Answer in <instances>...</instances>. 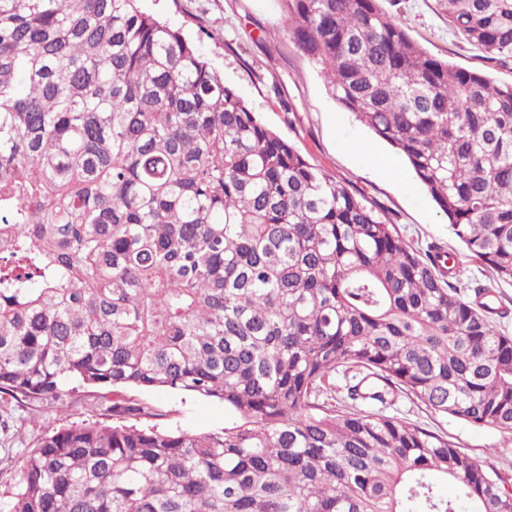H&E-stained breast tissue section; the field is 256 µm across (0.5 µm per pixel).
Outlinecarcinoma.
<instances>
[{
    "instance_id": "obj_1",
    "label": "carcinoma",
    "mask_w": 512,
    "mask_h": 512,
    "mask_svg": "<svg viewBox=\"0 0 512 512\" xmlns=\"http://www.w3.org/2000/svg\"><path fill=\"white\" fill-rule=\"evenodd\" d=\"M332 96L512 284V82L416 42L378 0H280ZM488 62L512 0H446ZM265 126L142 0H0V393L167 387L234 420L73 424L0 512H512V488L399 394L512 435V310ZM356 371L355 383L336 374ZM452 483L450 498L441 485Z\"/></svg>"
}]
</instances>
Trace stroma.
Returning a JSON list of instances; mask_svg holds the SVG:
<instances>
[{
    "label": "stroma",
    "instance_id": "obj_1",
    "mask_svg": "<svg viewBox=\"0 0 512 512\" xmlns=\"http://www.w3.org/2000/svg\"><path fill=\"white\" fill-rule=\"evenodd\" d=\"M379 5L431 54L512 82V63L492 65L455 35L443 0H379ZM143 6L189 32L200 53L223 73L225 84L265 125L291 141L310 163L389 213L407 242L456 254L466 282L496 287L502 302L512 306V284L493 283L489 271L466 255L410 167L341 107L319 69L290 42L288 16L279 0H143ZM380 157L395 164L397 176L380 172ZM129 396L147 410L136 418L139 426L208 432L232 420L222 403L172 389H133ZM385 412L448 436L461 451L512 477L511 436L435 415L406 397ZM82 421H113L84 387L49 401L0 394V492L13 486L26 455L44 434Z\"/></svg>",
    "mask_w": 512,
    "mask_h": 512
}]
</instances>
